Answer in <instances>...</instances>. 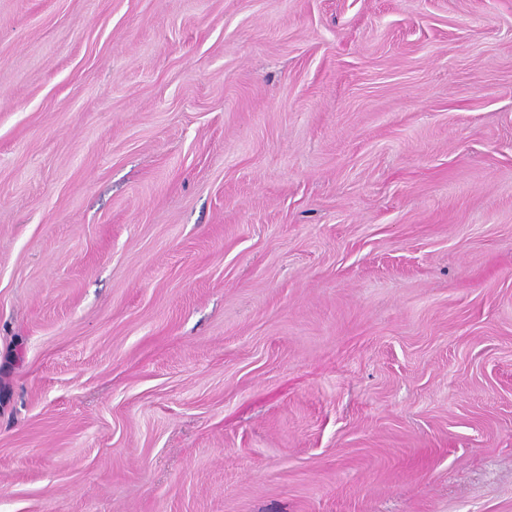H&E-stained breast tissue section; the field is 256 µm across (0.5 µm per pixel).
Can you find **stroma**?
<instances>
[{"mask_svg":"<svg viewBox=\"0 0 512 512\" xmlns=\"http://www.w3.org/2000/svg\"><path fill=\"white\" fill-rule=\"evenodd\" d=\"M0 512H512V0H0Z\"/></svg>","mask_w":512,"mask_h":512,"instance_id":"obj_1","label":"stroma"}]
</instances>
